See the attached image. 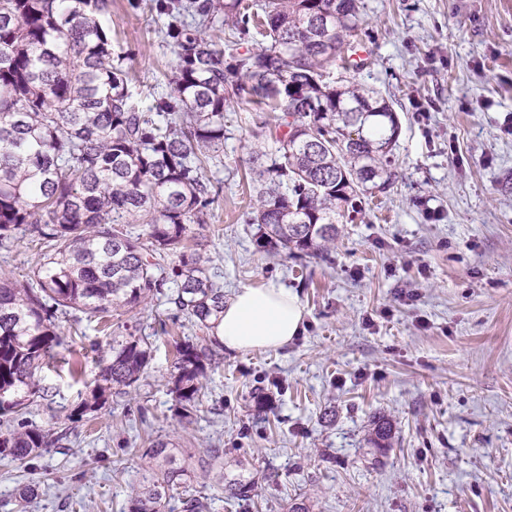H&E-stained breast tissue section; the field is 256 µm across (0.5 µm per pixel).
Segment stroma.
I'll use <instances>...</instances> for the list:
<instances>
[{"label":"stroma","mask_w":512,"mask_h":512,"mask_svg":"<svg viewBox=\"0 0 512 512\" xmlns=\"http://www.w3.org/2000/svg\"><path fill=\"white\" fill-rule=\"evenodd\" d=\"M352 76L380 91L400 121L396 179L341 224L327 256L259 251L246 223L252 190L250 104L224 114V162L205 174L219 198L196 228L225 297L274 281L295 291L304 332L273 351L225 353L202 410H170L174 340L205 328L152 300L137 319L156 350L139 388L107 404L66 447L32 466L0 460V512L24 484L30 512H125L144 438L192 453L224 451L225 482H254L249 509L215 480L194 479L207 512H512V0H362ZM133 83L165 90L173 56L162 20L129 0L105 17ZM43 257L27 237L0 245V275L26 281ZM51 372L52 406L76 405L95 377ZM270 398L267 420L249 412ZM393 425L390 448L368 444Z\"/></svg>","instance_id":"35a3bbf8"}]
</instances>
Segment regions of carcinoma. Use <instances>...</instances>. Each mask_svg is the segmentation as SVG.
Wrapping results in <instances>:
<instances>
[{
  "mask_svg": "<svg viewBox=\"0 0 512 512\" xmlns=\"http://www.w3.org/2000/svg\"><path fill=\"white\" fill-rule=\"evenodd\" d=\"M167 17L163 42L174 57L168 88L148 102L129 82L103 18L111 0H0V244L22 234L45 261L36 285L0 278V459L21 464L55 448L110 402L146 378L151 343L114 336L96 360L86 397L59 430L30 424L53 397L44 369L61 362L59 318L136 315L158 295L210 329L224 290L189 247L192 225L219 197L205 169L224 156V112L253 103L252 136L276 129L275 152L254 151L261 185L246 223L257 247L286 256L324 255L337 225L392 183L398 116L378 91L328 81L358 36L359 0H133ZM259 35L257 48L224 52ZM130 224L146 228L141 240ZM170 257L177 263L164 278ZM168 283L173 287L164 289ZM217 336L175 344L169 383L174 416L190 423L206 397ZM380 418L371 444L391 447ZM148 459L127 512H203L188 493L194 477L218 474L223 450L193 454L146 438Z\"/></svg>",
  "mask_w": 512,
  "mask_h": 512,
  "instance_id": "carcinoma-1",
  "label": "carcinoma"
}]
</instances>
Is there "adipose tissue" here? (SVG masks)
I'll list each match as a JSON object with an SVG mask.
<instances>
[{
    "label": "adipose tissue",
    "mask_w": 512,
    "mask_h": 512,
    "mask_svg": "<svg viewBox=\"0 0 512 512\" xmlns=\"http://www.w3.org/2000/svg\"><path fill=\"white\" fill-rule=\"evenodd\" d=\"M304 308L296 293L274 282L238 291L224 307L217 335L226 350H277L299 336Z\"/></svg>",
    "instance_id": "obj_1"
}]
</instances>
